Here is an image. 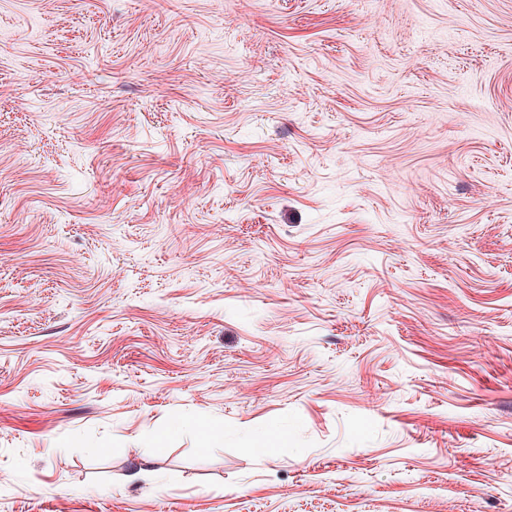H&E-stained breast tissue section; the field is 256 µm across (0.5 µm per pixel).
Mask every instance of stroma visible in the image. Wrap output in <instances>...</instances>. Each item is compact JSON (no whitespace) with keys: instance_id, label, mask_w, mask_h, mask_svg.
I'll use <instances>...</instances> for the list:
<instances>
[{"instance_id":"1","label":"stroma","mask_w":512,"mask_h":512,"mask_svg":"<svg viewBox=\"0 0 512 512\" xmlns=\"http://www.w3.org/2000/svg\"><path fill=\"white\" fill-rule=\"evenodd\" d=\"M0 472L512 512V0H0Z\"/></svg>"}]
</instances>
